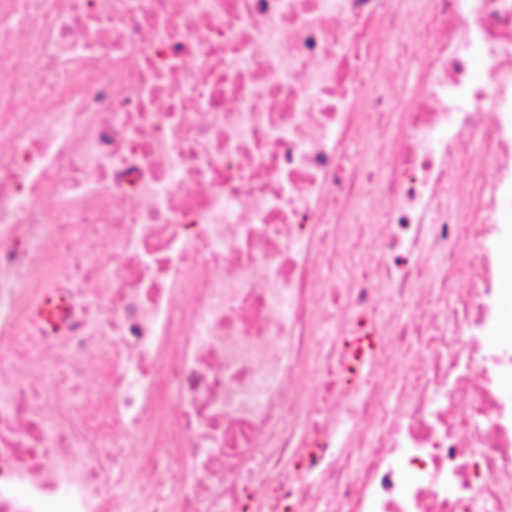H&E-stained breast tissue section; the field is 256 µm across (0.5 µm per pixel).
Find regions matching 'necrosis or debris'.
Masks as SVG:
<instances>
[{
	"label": "necrosis or debris",
	"mask_w": 512,
	"mask_h": 512,
	"mask_svg": "<svg viewBox=\"0 0 512 512\" xmlns=\"http://www.w3.org/2000/svg\"><path fill=\"white\" fill-rule=\"evenodd\" d=\"M508 199L512 0H0V512H512Z\"/></svg>",
	"instance_id": "necrosis-or-debris-1"
}]
</instances>
